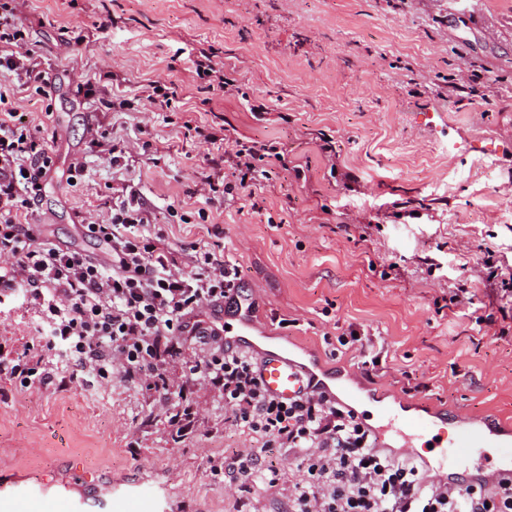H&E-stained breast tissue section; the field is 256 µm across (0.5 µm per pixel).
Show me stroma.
Segmentation results:
<instances>
[{
	"instance_id": "1",
	"label": "stroma",
	"mask_w": 512,
	"mask_h": 512,
	"mask_svg": "<svg viewBox=\"0 0 512 512\" xmlns=\"http://www.w3.org/2000/svg\"><path fill=\"white\" fill-rule=\"evenodd\" d=\"M18 20L50 82L49 107L15 99L55 161L30 218L43 239L101 252L76 226L108 220L134 186L173 248L205 242L239 269L269 343L354 378L371 400L512 428V318L485 282L512 277V0H482L469 21L454 0H27ZM78 31L86 47L74 45ZM201 48L223 59L241 94L206 89L191 63ZM106 72L108 94L137 97L155 80L179 105L99 111L81 88ZM471 77L483 99L452 92ZM259 101L265 111H253ZM92 122L125 159L91 146ZM200 127L274 144L286 163L251 195L204 201L194 190L213 147ZM78 159L87 172L73 186ZM459 283L475 296L453 307ZM42 326L27 298L6 300L0 349L38 356ZM352 326L384 340L380 371L331 354L325 337ZM191 401L179 435L167 423L176 402L122 372L30 388L0 373V480L111 497L112 512H138L124 496L135 488L153 493V512H290L295 463L269 450L276 486L225 481L211 459L257 441L212 389L197 386Z\"/></svg>"
}]
</instances>
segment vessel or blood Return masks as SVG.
<instances>
[{
  "label": "vessel or blood",
  "instance_id": "b4317fda",
  "mask_svg": "<svg viewBox=\"0 0 512 512\" xmlns=\"http://www.w3.org/2000/svg\"><path fill=\"white\" fill-rule=\"evenodd\" d=\"M248 298H241L234 306L235 325H228L225 311L210 306L198 317L201 325L211 328L226 347L247 350L255 354L262 382L267 391L277 397L291 399L309 393L327 391V384L310 368L301 365L287 348H263L253 340L254 324L248 312ZM382 424L378 436L395 433L405 447L414 441L429 440L438 453L435 457L439 478H447L450 465L473 454L478 448H498L503 456L512 458V443L502 439L493 427L480 428L463 414H453L434 421L404 408L385 406L380 410ZM47 489L20 482L0 484V501L6 502L10 512H44Z\"/></svg>",
  "mask_w": 512,
  "mask_h": 512
}]
</instances>
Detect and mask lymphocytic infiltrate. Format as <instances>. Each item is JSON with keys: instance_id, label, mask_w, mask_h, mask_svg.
Wrapping results in <instances>:
<instances>
[{"instance_id": "obj_1", "label": "lymphocytic infiltrate", "mask_w": 512, "mask_h": 512, "mask_svg": "<svg viewBox=\"0 0 512 512\" xmlns=\"http://www.w3.org/2000/svg\"><path fill=\"white\" fill-rule=\"evenodd\" d=\"M18 0H0V302L16 290L45 313L43 349L61 358L56 376L72 370L100 378L120 370L162 397L187 398L198 385L218 391L224 411L256 435L257 447L233 459H218L214 471L248 485L280 480L264 472L260 451L283 449L301 471L293 483L291 512H512V478L495 485H448L424 476L414 459L379 449L372 429L356 412L330 396L280 399L264 388L256 359L225 348L216 337L191 327L208 305L232 301L241 292L237 268L200 244L179 252L152 228L137 191L112 208L107 223L89 225L108 258L64 249L41 240L36 225L21 216L42 195L53 167L47 139L19 116L15 87L45 95L42 56L16 20ZM229 155L210 157L213 166L231 161L234 182L205 176L200 194L211 200L246 193L265 176V161L280 160L275 146L221 138ZM206 345V355L187 360L180 378L161 372L167 358L186 345Z\"/></svg>"}]
</instances>
